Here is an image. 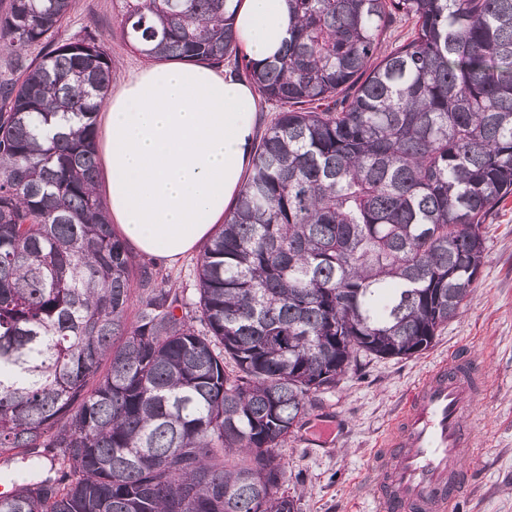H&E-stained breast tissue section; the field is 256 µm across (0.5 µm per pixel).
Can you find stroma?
Masks as SVG:
<instances>
[{
    "mask_svg": "<svg viewBox=\"0 0 512 512\" xmlns=\"http://www.w3.org/2000/svg\"><path fill=\"white\" fill-rule=\"evenodd\" d=\"M123 0H73L54 39H100L112 58V89L143 60L120 34ZM487 257L467 307L431 348L411 358H360L339 386L322 395L280 448L284 490L299 512H373L372 454L407 389L437 361L465 351L484 362L490 390L475 416L474 467L459 512H512V197L485 224Z\"/></svg>",
    "mask_w": 512,
    "mask_h": 512,
    "instance_id": "35a3bbf8",
    "label": "stroma"
}]
</instances>
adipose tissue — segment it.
<instances>
[{
    "mask_svg": "<svg viewBox=\"0 0 512 512\" xmlns=\"http://www.w3.org/2000/svg\"><path fill=\"white\" fill-rule=\"evenodd\" d=\"M262 61L290 36L287 0H241L235 21ZM108 217L135 252L175 260L224 221L251 164V85L195 64L145 62L102 105Z\"/></svg>",
    "mask_w": 512,
    "mask_h": 512,
    "instance_id": "adipose-tissue-1",
    "label": "adipose tissue"
}]
</instances>
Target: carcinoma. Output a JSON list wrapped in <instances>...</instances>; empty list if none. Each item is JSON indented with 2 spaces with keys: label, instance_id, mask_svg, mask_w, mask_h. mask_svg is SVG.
I'll use <instances>...</instances> for the list:
<instances>
[{
  "label": "carcinoma",
  "instance_id": "1",
  "mask_svg": "<svg viewBox=\"0 0 512 512\" xmlns=\"http://www.w3.org/2000/svg\"><path fill=\"white\" fill-rule=\"evenodd\" d=\"M234 0H125L147 58L222 65L275 117L195 297L136 259L95 192L112 58L9 0L0 45V512H298L276 454L357 357L427 350L512 196V0H288L249 58ZM141 290L128 323L133 288Z\"/></svg>",
  "mask_w": 512,
  "mask_h": 512
}]
</instances>
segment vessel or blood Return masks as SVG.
Masks as SVG:
<instances>
[{
	"label": "vessel or blood",
	"instance_id": "b4317fda",
	"mask_svg": "<svg viewBox=\"0 0 512 512\" xmlns=\"http://www.w3.org/2000/svg\"><path fill=\"white\" fill-rule=\"evenodd\" d=\"M487 371L468 353L431 368L405 395L373 456L375 512H459L475 448Z\"/></svg>",
	"mask_w": 512,
	"mask_h": 512
}]
</instances>
